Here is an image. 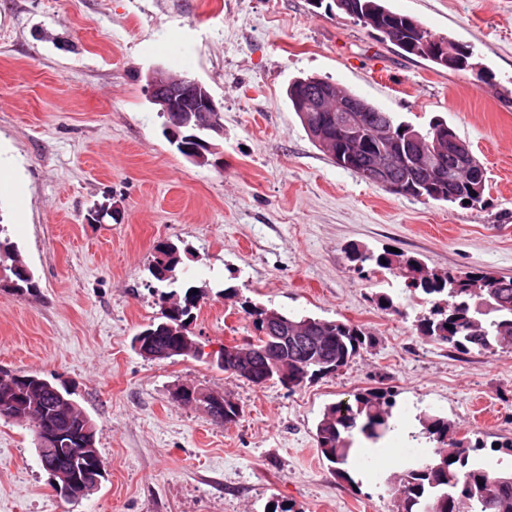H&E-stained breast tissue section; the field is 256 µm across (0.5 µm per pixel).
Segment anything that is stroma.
<instances>
[{"label": "stroma", "mask_w": 512, "mask_h": 512, "mask_svg": "<svg viewBox=\"0 0 512 512\" xmlns=\"http://www.w3.org/2000/svg\"><path fill=\"white\" fill-rule=\"evenodd\" d=\"M332 0H0V224L38 283L0 288V372L65 386L97 427V491L57 493L28 425L0 419V512H396L383 477L350 484L322 459L325 408L363 388L447 419L460 439L512 440V348L422 336L403 279L358 273L351 247L429 269L512 277V0H386L471 54L451 71L398 54ZM202 83L224 133L207 164L168 142L147 77ZM352 90L424 132L447 122L487 171L485 203L397 195L336 167L288 99L298 78ZM111 217L90 224L91 211ZM178 247V284L207 285L197 357L153 360L132 338L161 313L150 268ZM390 296L400 313L383 310ZM350 321L373 344L340 372L255 386L209 359L254 335L244 302ZM229 393L219 425L178 388Z\"/></svg>", "instance_id": "obj_1"}]
</instances>
